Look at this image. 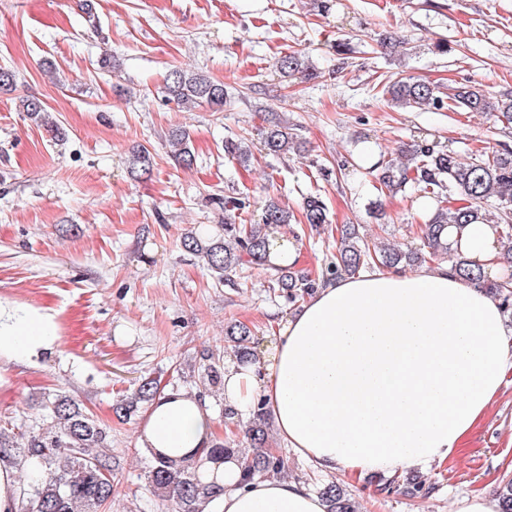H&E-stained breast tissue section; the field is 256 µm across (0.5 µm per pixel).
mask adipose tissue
<instances>
[{
  "label": "adipose tissue",
  "mask_w": 512,
  "mask_h": 512,
  "mask_svg": "<svg viewBox=\"0 0 512 512\" xmlns=\"http://www.w3.org/2000/svg\"><path fill=\"white\" fill-rule=\"evenodd\" d=\"M448 247L488 279L512 273L495 225L449 226ZM58 347L50 314L0 303V359L26 363ZM511 383L502 308L439 262L326 282L278 322L268 352L225 367L224 403L243 418L264 401L284 445L319 470L392 477L451 460ZM213 437L203 403L173 392L157 396L139 432L142 446L200 459L202 482L224 488L212 512H325L297 481L241 486L237 458H203Z\"/></svg>",
  "instance_id": "ef3b65f1"
}]
</instances>
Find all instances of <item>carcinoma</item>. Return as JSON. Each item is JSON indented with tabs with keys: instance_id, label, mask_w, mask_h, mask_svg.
<instances>
[{
	"instance_id": "1",
	"label": "carcinoma",
	"mask_w": 512,
	"mask_h": 512,
	"mask_svg": "<svg viewBox=\"0 0 512 512\" xmlns=\"http://www.w3.org/2000/svg\"><path fill=\"white\" fill-rule=\"evenodd\" d=\"M277 67L285 77L310 69L306 56L295 51L280 56ZM162 93L165 100L182 109L207 106L215 112L224 110V105L232 98L224 82L182 70L167 75ZM383 94L393 106L402 109L428 112L446 106L450 110L489 114L499 121L512 123V96H492L476 84L460 86L444 98L437 85L408 77L388 81ZM22 109L30 119L50 128L55 136L65 135L40 99L22 101ZM169 142L175 147L171 153L174 163L183 168L191 167L194 154L186 132L180 128L172 130ZM263 146L267 154L280 156L301 153L303 143L288 131V126L275 121L264 133ZM224 154L243 166L252 158L244 138L225 140ZM129 164L132 173L148 176L153 170L154 156L143 146L132 151ZM375 170L380 188L390 193L418 189L436 203L427 223L420 225L423 246L428 248V253L371 247L362 241L355 228L347 227L336 239V253L328 263L326 276L354 275L369 265L403 269L417 266L428 258L449 255L457 275L485 288L504 311L512 312V281L484 278L465 257L450 254L446 238L450 224H499L503 237L512 239V151H496L466 160L448 148L404 144L398 157L380 162ZM302 218L303 223L315 228L330 223L326 204L314 195L304 197ZM293 219L288 209L270 198L263 206L262 223L226 221L224 235L215 239L192 233L183 238L181 246L202 258L208 271L218 280L229 282L237 267L266 262L273 246L272 234ZM271 282L273 291L290 303L305 299L318 287L316 280L292 267L275 270ZM225 335L233 343L237 361L247 363L253 359L251 331L246 325L231 324ZM158 394L157 381L145 378L131 396L113 405V411L117 418L127 420L137 412L139 404L154 401ZM49 410L50 425L38 430L17 431L0 426V457H11L20 468L19 480L29 512H105L112 504L115 491L109 432L67 395H55ZM268 428V414L259 402L245 429L248 446L234 439L217 440L206 453L212 460L226 454L239 456L244 484L256 478L286 474V457L265 450ZM148 452L153 463L148 471L147 486L151 493L171 504V512H207L211 503L224 493V487L198 479L195 462L172 459L153 448ZM319 494L326 512H359L358 503L335 482L323 485ZM496 500L498 512H512L511 476L500 480Z\"/></svg>"
}]
</instances>
